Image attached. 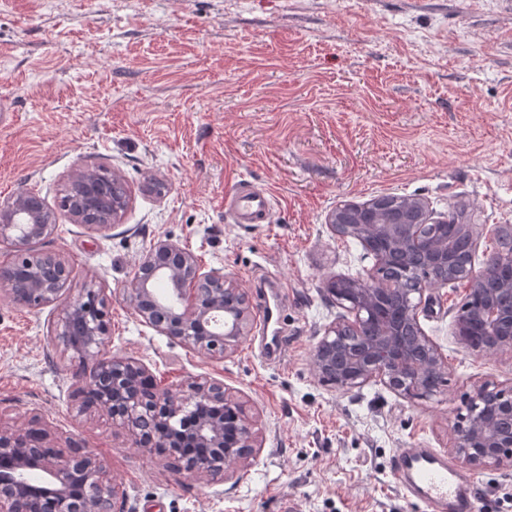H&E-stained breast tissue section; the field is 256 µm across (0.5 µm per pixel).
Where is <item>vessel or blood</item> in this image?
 <instances>
[{"instance_id":"obj_1","label":"vessel or blood","mask_w":512,"mask_h":512,"mask_svg":"<svg viewBox=\"0 0 512 512\" xmlns=\"http://www.w3.org/2000/svg\"><path fill=\"white\" fill-rule=\"evenodd\" d=\"M234 223L268 224L272 202L265 189L243 183L226 200ZM392 471L403 492L429 512H475L478 488L471 476L431 448H404L394 457Z\"/></svg>"}]
</instances>
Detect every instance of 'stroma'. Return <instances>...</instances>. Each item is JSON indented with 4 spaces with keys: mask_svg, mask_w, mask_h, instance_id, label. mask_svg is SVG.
Instances as JSON below:
<instances>
[{
    "mask_svg": "<svg viewBox=\"0 0 512 512\" xmlns=\"http://www.w3.org/2000/svg\"><path fill=\"white\" fill-rule=\"evenodd\" d=\"M124 178L120 224L95 231L61 208L69 174ZM247 180L274 205L236 224L224 196ZM40 195L57 230L37 244L73 267L69 294L111 291L108 352L158 386L223 381L259 437L219 480L177 475L102 413L79 411L77 363L56 338L61 308L33 312L0 292V425L81 439L106 463L117 512H426L404 497L397 451L452 458L475 387L512 386V354H479L454 322L464 282L431 288L420 311L446 364L429 400L371 380L340 390L312 370L325 325L346 311L330 279L375 265L334 235L342 201L419 195L472 224L512 225V0H0V201ZM230 275L254 313L280 281L287 346L264 355L259 325L221 359L140 322L123 297L158 240ZM476 512H512V469H476Z\"/></svg>",
    "mask_w": 512,
    "mask_h": 512,
    "instance_id": "obj_1",
    "label": "stroma"
}]
</instances>
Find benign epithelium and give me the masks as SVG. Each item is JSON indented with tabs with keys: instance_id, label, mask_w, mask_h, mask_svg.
<instances>
[{
	"instance_id": "benign-epithelium-1",
	"label": "benign epithelium",
	"mask_w": 512,
	"mask_h": 512,
	"mask_svg": "<svg viewBox=\"0 0 512 512\" xmlns=\"http://www.w3.org/2000/svg\"><path fill=\"white\" fill-rule=\"evenodd\" d=\"M68 211L75 224L102 231L122 219L130 196L120 176L111 187L95 183L92 169L68 179ZM330 230L358 240L377 261V272L401 271L382 279L336 278L330 292L348 315L325 327L312 354V367L339 389L361 387L373 378L410 397L430 398L431 378L445 369L435 343L425 335L419 309L429 288L465 280L469 292L488 293L476 309L455 321L456 335L478 353H512V252L503 251L477 271L461 261L455 241L475 247L477 226L454 224L451 237L427 234L437 223L425 201L405 198L383 213L369 201H343L328 215ZM55 213L22 190L0 203V243L12 246V261L0 266V284L15 304L37 312L62 306L57 336L82 359L76 381L81 411L104 412L143 448H162L179 473L217 477L257 453L253 425L224 384L195 379L179 389H162L140 362L107 356L108 309L112 294L92 280L75 296L66 294L72 266L53 252L31 245L50 236ZM142 322L209 358L222 359L250 330L253 309L247 295L220 272H203L195 257L167 240L150 248L124 289ZM459 416L452 452L474 468H512V387L479 385ZM50 433L0 427V512H112L116 491L107 467L88 446L72 441L64 453L50 446ZM41 470L48 486L33 484Z\"/></svg>"
}]
</instances>
